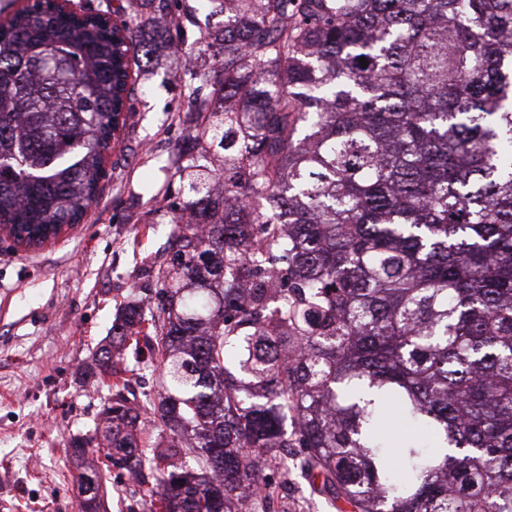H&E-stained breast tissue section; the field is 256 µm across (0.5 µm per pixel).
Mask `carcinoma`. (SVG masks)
I'll use <instances>...</instances> for the list:
<instances>
[{
	"mask_svg": "<svg viewBox=\"0 0 512 512\" xmlns=\"http://www.w3.org/2000/svg\"><path fill=\"white\" fill-rule=\"evenodd\" d=\"M179 2L127 0L122 51L47 0L0 25V224L27 236L95 201L123 54L181 44L159 302L95 358L105 384L151 347L165 436L118 394L104 459L159 470L149 512H234L268 462L352 512H512V0H205L224 20L191 40Z\"/></svg>",
	"mask_w": 512,
	"mask_h": 512,
	"instance_id": "cac0c4a2",
	"label": "carcinoma"
}]
</instances>
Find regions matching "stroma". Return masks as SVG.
Listing matches in <instances>:
<instances>
[{
  "label": "stroma",
  "instance_id": "1",
  "mask_svg": "<svg viewBox=\"0 0 512 512\" xmlns=\"http://www.w3.org/2000/svg\"><path fill=\"white\" fill-rule=\"evenodd\" d=\"M135 111L112 145L102 190L81 223L23 248L0 236V512H78L71 438L92 436L111 390L88 367L109 341L135 275L172 228L165 202L182 196L177 147L194 122L170 49L130 69ZM137 403L154 396L148 356L122 351ZM107 512H148L141 488L119 466L104 471ZM270 502L242 512H343L297 473L269 469Z\"/></svg>",
  "mask_w": 512,
  "mask_h": 512
}]
</instances>
